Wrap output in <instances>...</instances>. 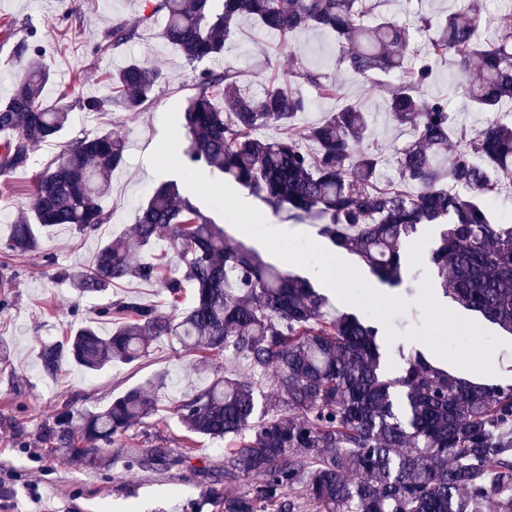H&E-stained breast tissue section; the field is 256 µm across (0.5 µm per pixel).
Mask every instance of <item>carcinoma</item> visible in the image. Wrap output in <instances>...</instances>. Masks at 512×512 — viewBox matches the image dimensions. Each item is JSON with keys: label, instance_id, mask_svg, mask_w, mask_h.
Instances as JSON below:
<instances>
[{"label": "carcinoma", "instance_id": "carcinoma-1", "mask_svg": "<svg viewBox=\"0 0 512 512\" xmlns=\"http://www.w3.org/2000/svg\"><path fill=\"white\" fill-rule=\"evenodd\" d=\"M385 2L153 0L141 25L163 14L161 37L190 64L223 57L245 18L279 34L288 71L257 96L242 92L230 68L200 71L183 112L187 163L234 181L276 213L319 225L390 288L408 276L406 243L420 227L439 226L430 262L443 294L512 330V225L487 205L512 182V113L504 111L512 105V24L490 28L478 0H453L444 16L415 8L412 26L428 36L418 51L408 27L380 10ZM139 26L113 23L112 47L138 38ZM313 29L333 33L336 66L379 84L389 119L408 133L392 156L395 180L377 182L386 151L373 137L372 113L292 43ZM447 59L454 89L475 111L494 115L486 125L459 121L448 97L430 90L436 66ZM476 61L480 71L470 79ZM392 73L402 80L385 82ZM50 78L44 67L18 71L0 101L1 177L26 168L34 144L59 139L66 127L70 106L44 104ZM163 82L159 68L132 61L112 73L111 95L77 96L74 106L92 114L114 104L141 112ZM315 98L336 101V109L301 129L298 119ZM271 128L280 136L260 135ZM125 156V138L112 130L64 142L35 175L31 212L10 225L6 255L41 253L53 263L43 236L60 225L98 237L111 214L96 199ZM160 245L155 261L137 258L136 250ZM170 256L182 275L168 273ZM64 278L82 297L126 292L98 310L108 332L90 322L44 345L42 372L55 379L67 362L88 372L131 364L149 356L155 340L176 338L209 381L173 400L172 414L183 447L198 438L224 440V459L203 471L208 484H224L214 500L220 512H512V384L473 381L420 351L402 354L399 374L387 376L375 325L339 312L310 281L227 236L176 183L152 191L132 241L100 243L92 264ZM133 284L161 288L168 309L127 290ZM229 354L251 374L218 375L219 359ZM166 385L160 375L102 408L68 400L42 425L38 442L85 464L110 451L165 474L186 457L149 438L130 448L128 439L157 414V391ZM252 477L260 482L240 491Z\"/></svg>", "mask_w": 512, "mask_h": 512}]
</instances>
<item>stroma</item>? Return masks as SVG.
I'll list each match as a JSON object with an SVG mask.
<instances>
[{"mask_svg": "<svg viewBox=\"0 0 512 512\" xmlns=\"http://www.w3.org/2000/svg\"><path fill=\"white\" fill-rule=\"evenodd\" d=\"M76 9L63 17V0H0V19H12L11 38L0 36V98L11 91V76L21 68H49L54 81L44 91L47 105L60 103L62 95L108 96L112 72L133 59L148 61L167 74L168 80L154 105L142 112H111L93 115L72 109L65 138L116 129L128 142L126 162L112 175L109 190L98 199L112 221L101 237L110 238L128 230L155 186L167 179H183L184 193L210 213L226 231L258 249L276 266L311 279L327 289L336 307H351L376 316L388 342L387 361L397 367L398 349L435 343L439 352H453L462 366L477 369L488 354H512V334L485 321L476 313L449 307L441 315L434 309L442 303L428 261L433 228L420 230L406 247V262L416 275L415 293L389 290L381 285L355 254L338 249L321 237L318 227L307 221L288 219L271 211L248 190L217 183L207 171L183 177L175 159L180 154V114L194 92L199 65H191L160 38L163 16L144 27L139 39L120 48L106 45V32L113 21L138 23L145 0H75ZM41 46V54L16 57L14 45L21 40ZM295 43L312 66L337 73L349 96L358 99L377 117V132L387 149L403 137L384 113L378 91L366 88L347 72L336 69V43L324 31L298 34ZM224 66L238 72L247 92L260 91L288 67L277 36L244 22L227 44ZM60 151L59 145H36L25 171L13 174L10 192L0 195V242L11 222L28 212L33 177ZM98 241L84 240L68 227L47 231L43 246L54 263L32 259L20 267L0 309V339L13 346L8 363L0 364V419L16 420L32 447H21L12 432L0 430V512H218L209 501V488L200 470L217 462L224 442L202 439L188 449V459L179 468L157 475L126 466L124 461L86 466L69 461L61 450L35 445L41 426L64 400L77 399L93 408L109 404L125 390L143 384L155 375L169 381L159 393L160 409L144 430L135 431L130 447H141L151 438L165 441L179 433L180 424L167 408L169 398L205 385L195 375L191 358L177 340H157L150 355L133 364L90 373L69 364L59 380L46 377L40 368L41 344L63 336L68 325L92 321L111 294L78 296L68 281L58 278L63 269L92 263ZM350 280H341L342 271Z\"/></svg>", "mask_w": 512, "mask_h": 512, "instance_id": "35a3bbf8", "label": "stroma"}]
</instances>
